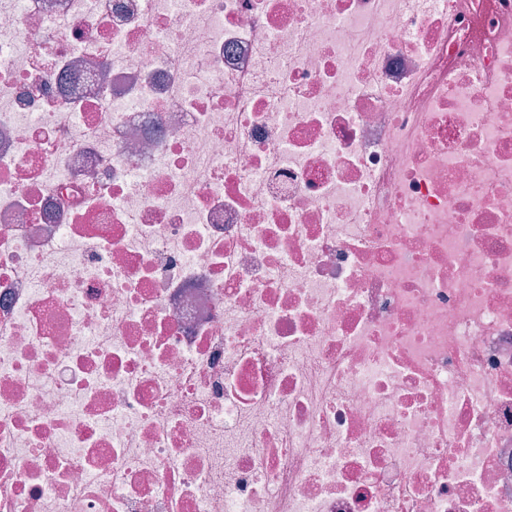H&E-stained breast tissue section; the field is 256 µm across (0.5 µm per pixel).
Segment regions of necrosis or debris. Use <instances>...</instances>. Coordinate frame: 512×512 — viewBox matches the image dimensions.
I'll return each instance as SVG.
<instances>
[{
	"label": "necrosis or debris",
	"instance_id": "necrosis-or-debris-1",
	"mask_svg": "<svg viewBox=\"0 0 512 512\" xmlns=\"http://www.w3.org/2000/svg\"><path fill=\"white\" fill-rule=\"evenodd\" d=\"M0 512H512V0H0Z\"/></svg>",
	"mask_w": 512,
	"mask_h": 512
}]
</instances>
